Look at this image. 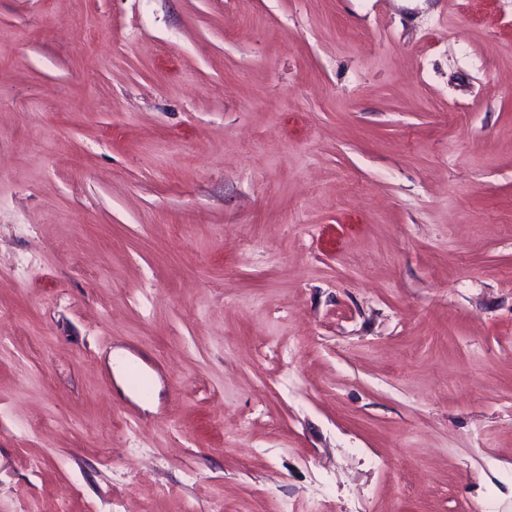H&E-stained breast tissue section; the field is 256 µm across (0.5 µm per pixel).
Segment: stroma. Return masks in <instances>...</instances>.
Segmentation results:
<instances>
[{
	"label": "stroma",
	"mask_w": 512,
	"mask_h": 512,
	"mask_svg": "<svg viewBox=\"0 0 512 512\" xmlns=\"http://www.w3.org/2000/svg\"><path fill=\"white\" fill-rule=\"evenodd\" d=\"M512 512V0H0V512Z\"/></svg>",
	"instance_id": "35a3bbf8"
}]
</instances>
